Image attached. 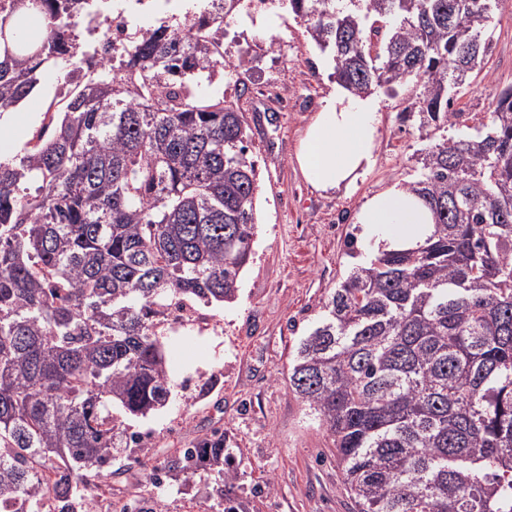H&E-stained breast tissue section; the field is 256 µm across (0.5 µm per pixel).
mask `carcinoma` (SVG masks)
<instances>
[{
  "instance_id": "1",
  "label": "carcinoma",
  "mask_w": 512,
  "mask_h": 512,
  "mask_svg": "<svg viewBox=\"0 0 512 512\" xmlns=\"http://www.w3.org/2000/svg\"><path fill=\"white\" fill-rule=\"evenodd\" d=\"M197 0L131 20L108 61L81 41L107 0H0V115L58 59L68 90L0 161V512L98 495L138 435L114 409L166 406L159 307L236 298L256 234L243 116L198 87L234 68ZM509 0H288L353 94L410 84L429 131L407 189L433 216L412 249L352 267L288 369L324 428L355 512H512V86L488 122L453 109ZM454 130L448 134V130ZM224 432L178 448L152 482L215 471Z\"/></svg>"
}]
</instances>
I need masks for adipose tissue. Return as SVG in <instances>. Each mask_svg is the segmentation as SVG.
Masks as SVG:
<instances>
[{"label": "adipose tissue", "instance_id": "ef3b65f1", "mask_svg": "<svg viewBox=\"0 0 512 512\" xmlns=\"http://www.w3.org/2000/svg\"><path fill=\"white\" fill-rule=\"evenodd\" d=\"M377 103L336 85L301 141L297 162L322 191L353 190L372 165L378 133ZM356 221L368 252L416 246L431 231L432 214L405 187L392 185L365 198Z\"/></svg>", "mask_w": 512, "mask_h": 512}]
</instances>
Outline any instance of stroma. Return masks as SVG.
I'll use <instances>...</instances> for the list:
<instances>
[{"label": "stroma", "mask_w": 512, "mask_h": 512, "mask_svg": "<svg viewBox=\"0 0 512 512\" xmlns=\"http://www.w3.org/2000/svg\"><path fill=\"white\" fill-rule=\"evenodd\" d=\"M273 20L256 28L240 5L224 28L239 66L224 75V98L242 112L245 144L260 192L257 234L235 302L198 306L195 320L164 322L157 337L168 363L165 408L128 421L141 446L120 449L115 466L146 456L162 464L212 430L224 431L242 465L233 488L246 512H354L325 431L288 387V363L322 304L366 260L355 214L366 196L410 181L425 133L402 121L413 90H377L379 136L372 166L354 191L321 192L301 174L300 140L335 79L333 64L310 41L287 0H273ZM512 85V25L499 24L484 70L455 107L487 119L496 93ZM217 482L168 479L163 487L131 470L113 479L112 500L137 512H211Z\"/></svg>", "instance_id": "35a3bbf8"}]
</instances>
